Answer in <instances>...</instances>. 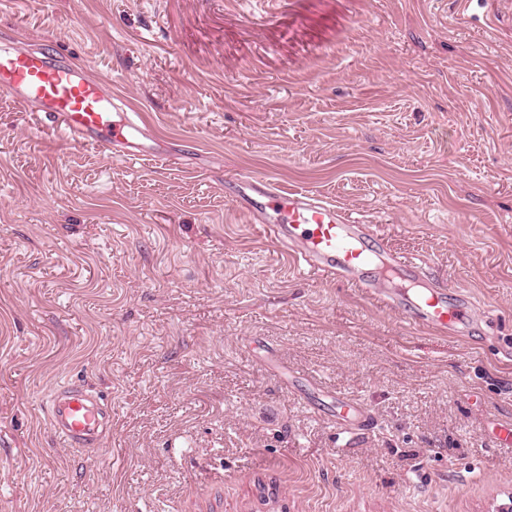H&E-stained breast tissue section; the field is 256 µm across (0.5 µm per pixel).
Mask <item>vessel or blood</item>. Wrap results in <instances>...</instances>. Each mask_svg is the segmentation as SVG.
Returning a JSON list of instances; mask_svg holds the SVG:
<instances>
[{
    "label": "vessel or blood",
    "mask_w": 512,
    "mask_h": 512,
    "mask_svg": "<svg viewBox=\"0 0 512 512\" xmlns=\"http://www.w3.org/2000/svg\"><path fill=\"white\" fill-rule=\"evenodd\" d=\"M0 95L48 120L73 143L128 160L155 154L150 145L155 135L143 116L124 109L108 82L90 77L51 48L32 50L18 43L0 50ZM228 191L252 223L263 225L270 239L306 268L352 283L385 307L404 308L410 325L430 333L446 334L462 320L461 308L437 287L400 304L393 278L417 284L425 275L422 265L401 260L372 225L335 203L248 173L231 178ZM45 412L51 429L70 448L100 447L111 431V407L74 385L53 390Z\"/></svg>",
    "instance_id": "obj_1"
}]
</instances>
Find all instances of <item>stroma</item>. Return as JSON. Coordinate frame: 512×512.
<instances>
[{
  "label": "stroma",
  "mask_w": 512,
  "mask_h": 512,
  "mask_svg": "<svg viewBox=\"0 0 512 512\" xmlns=\"http://www.w3.org/2000/svg\"><path fill=\"white\" fill-rule=\"evenodd\" d=\"M168 161L0 97V512H512V0H0ZM336 202L470 304L415 329L305 270L220 184ZM112 406L64 446L54 386ZM370 429L344 439L332 393Z\"/></svg>",
  "instance_id": "35a3bbf8"
}]
</instances>
